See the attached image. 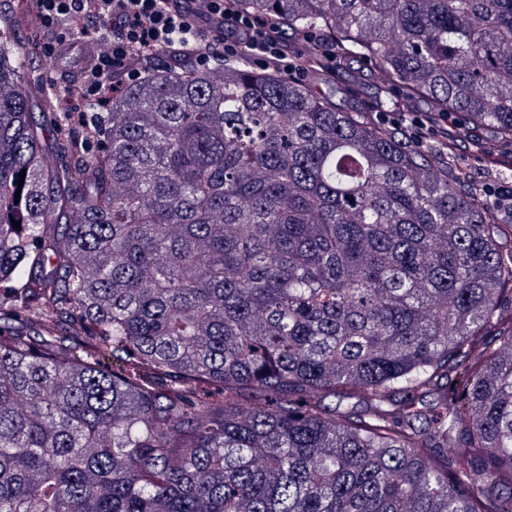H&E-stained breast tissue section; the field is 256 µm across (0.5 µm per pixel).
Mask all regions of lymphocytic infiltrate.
<instances>
[{
  "label": "lymphocytic infiltrate",
  "instance_id": "obj_1",
  "mask_svg": "<svg viewBox=\"0 0 512 512\" xmlns=\"http://www.w3.org/2000/svg\"><path fill=\"white\" fill-rule=\"evenodd\" d=\"M34 5L31 12L18 10L15 22L45 32L42 54L50 62L75 46L90 23L109 27L104 50L82 65L74 82L81 97L74 106L78 112L84 102L100 100L109 86L139 81L144 71L169 63L176 52L202 70L243 54L262 69L299 80L336 70V51L328 41L315 38V60L304 51H290L287 36L269 18L231 11L226 0H34ZM374 118L402 129L414 145L458 147L447 120L432 121L427 113L378 112Z\"/></svg>",
  "mask_w": 512,
  "mask_h": 512
}]
</instances>
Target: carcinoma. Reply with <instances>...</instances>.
I'll return each mask as SVG.
<instances>
[{
  "instance_id": "1",
  "label": "carcinoma",
  "mask_w": 512,
  "mask_h": 512,
  "mask_svg": "<svg viewBox=\"0 0 512 512\" xmlns=\"http://www.w3.org/2000/svg\"><path fill=\"white\" fill-rule=\"evenodd\" d=\"M232 4L327 90L184 61L64 111L0 12V512H512V203L335 100L358 59L512 145V0Z\"/></svg>"
}]
</instances>
